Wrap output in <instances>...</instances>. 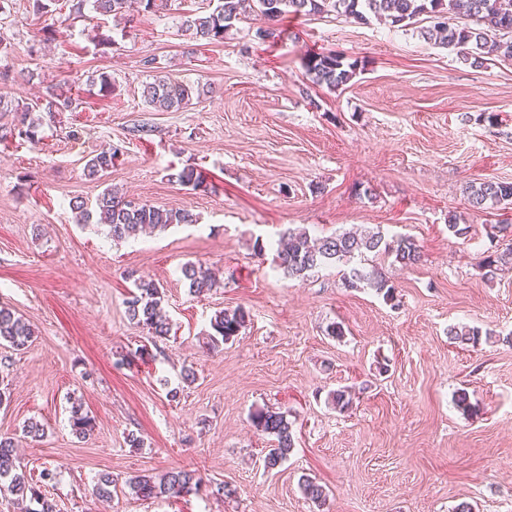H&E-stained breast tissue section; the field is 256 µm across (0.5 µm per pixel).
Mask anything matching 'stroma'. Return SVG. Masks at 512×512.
Listing matches in <instances>:
<instances>
[{
  "label": "stroma",
  "instance_id": "35a3bbf8",
  "mask_svg": "<svg viewBox=\"0 0 512 512\" xmlns=\"http://www.w3.org/2000/svg\"><path fill=\"white\" fill-rule=\"evenodd\" d=\"M70 6L57 0L41 16L12 0L0 16L11 45L0 94L32 103L56 84L76 100L42 114L37 141L0 142V306L34 332L24 350L0 345V436L14 439L27 475L55 473L46 493L59 512H453L463 501L512 512V270L489 281L479 265L512 209L473 211L465 193L477 179L512 181V60L471 66L424 39L422 19L397 28L288 15L276 42L258 40L249 20L199 46L181 20L209 0L102 20L111 42L97 46L91 20L58 26ZM329 50L364 62L335 91L303 68ZM148 58L201 95L155 111L142 97ZM103 71L106 96L89 81ZM111 145L121 148L111 170L87 178V160ZM186 167L204 187L172 181ZM108 188L198 221L114 243L70 207ZM452 213L470 237L449 235ZM376 226L420 251L409 268L374 259L397 304L344 288L337 268L288 279L273 261L286 229ZM188 262L215 272L211 291L190 294ZM139 278L164 288L165 339L127 315ZM239 306L245 329L207 351L211 317ZM334 321L343 338L327 336ZM455 324L495 335L460 344L448 337ZM341 387L353 397L345 412L329 399ZM461 388L477 414L457 409ZM75 399L96 421L85 440L70 426ZM258 408L293 423L294 448L270 471L274 439L249 419ZM31 419L39 438L23 432ZM175 469L194 471L199 488L142 500L126 485ZM103 473L117 481L108 501L93 493ZM307 477L325 487L324 504L303 495ZM220 483L231 495H215Z\"/></svg>",
  "mask_w": 512,
  "mask_h": 512
}]
</instances>
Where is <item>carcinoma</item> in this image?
Here are the masks:
<instances>
[{
	"label": "carcinoma",
	"mask_w": 512,
	"mask_h": 512,
	"mask_svg": "<svg viewBox=\"0 0 512 512\" xmlns=\"http://www.w3.org/2000/svg\"><path fill=\"white\" fill-rule=\"evenodd\" d=\"M92 12L102 16H123L136 7L147 13H156L168 6V0H74L72 12L83 16L86 5ZM338 15L358 23L369 16L385 18L400 28L414 23L420 16L429 19L430 26L423 29V37L458 50L463 60L472 61L480 67L491 57L498 56L501 49L499 38L512 34V8L503 0H217L210 12L203 10L184 16L181 27L196 40L207 44L224 41L233 27L243 21L259 18L262 25L256 30L261 39H273L277 22L284 16ZM153 69V81L143 87L144 101L157 111L169 112L187 106L192 95L197 93L193 85L179 82L164 74L154 58L147 60ZM305 68L310 81L317 86L336 90L346 85L359 69L358 60L335 52H313L305 58ZM73 98L55 89L35 107L19 101H0V140L20 138L37 139L40 119L34 112H65L72 109ZM121 152L117 146L103 149L90 158L84 168L92 178L103 175L112 168V160ZM183 186L198 188L203 180L201 173L187 167L172 175ZM467 203L474 210L506 209L512 206V182L483 180L469 185ZM77 223L86 224L92 213L99 215V222L107 228V235L114 242L137 237L146 230H164L173 225L195 224L197 218L185 210H161L147 203L130 200L110 189L96 200L95 211H90L80 200L72 202ZM368 252L382 253L394 257L404 267L415 264L419 251L415 241L404 235L389 238L381 231L365 229L360 233H336L311 240L302 230H290L284 243L276 249V265L289 277H305L320 270L342 265L343 285L352 290L373 288L383 294L384 300H394L395 287L389 284L384 271L366 262ZM512 264V247L484 253L480 266L484 276L492 280L502 268ZM182 275L189 281L190 291L203 294L213 288L211 278L197 268L187 264ZM136 292L125 300L129 319L147 330L154 338L169 335L170 322L163 307V288L152 280L135 282ZM249 313L239 306L233 310H221L210 320L206 346L215 351L233 337L239 335L248 321ZM491 338L494 332L479 327L451 326L450 339L459 343L477 346L481 336ZM33 330L30 325L8 308H0V343H7L19 351L27 348ZM71 427L74 434L86 437L95 429V419L82 412L81 405L72 403ZM252 425L260 432L275 437L274 447L264 457V467L272 470L285 461L294 448L293 422L288 413L260 409L250 415ZM15 443L9 437L0 438V489H5L21 500L37 505L26 512H57L56 504L43 491L53 481L54 473L46 470L40 475V483L29 479L15 455ZM128 485L136 496L154 499L167 494L188 492L196 486L194 474L186 470L168 472L158 481L146 476L130 478ZM303 494L312 501L326 499L324 487L305 478Z\"/></svg>",
	"instance_id": "obj_1"
}]
</instances>
